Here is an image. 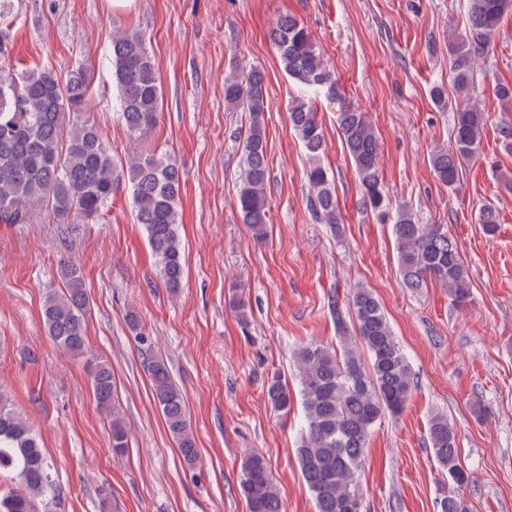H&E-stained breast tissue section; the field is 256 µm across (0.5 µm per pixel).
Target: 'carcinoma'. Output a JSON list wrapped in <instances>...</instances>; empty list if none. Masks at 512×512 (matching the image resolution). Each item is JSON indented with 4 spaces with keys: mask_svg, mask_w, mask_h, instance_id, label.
<instances>
[{
    "mask_svg": "<svg viewBox=\"0 0 512 512\" xmlns=\"http://www.w3.org/2000/svg\"><path fill=\"white\" fill-rule=\"evenodd\" d=\"M512 0H469L468 26L448 44L449 67L463 103L455 104L453 147L430 154L437 179L453 187L464 164L478 153L485 113L471 103L474 64L488 52L491 37ZM284 73L304 90H324L339 100L336 123L362 189V203L384 222L392 224L398 270L408 288L427 282L448 289L452 302L463 307L472 296L471 281L456 241L442 224H420L406 204L391 208L379 170V140L366 113L342 100L334 74L305 26L293 15L281 16L268 32ZM112 70L117 86L119 116L135 140L151 135L161 113V87L155 58L142 36L119 29L110 42ZM90 71L77 67L66 78L49 68L21 74H0V224H26L36 207L45 208L59 224H78L104 211L122 178L131 184V203L137 223L143 225L159 275L172 291L181 287L184 262L178 233L181 173L173 156L135 153L126 166L114 160L99 130L71 116L89 106ZM227 107L249 113L242 140V168L236 205L243 223L257 239L267 233L269 177L265 112V75L252 68L224 79ZM290 123L310 161L306 170L309 207L326 224L339 223L333 180L320 157L327 143L317 112L308 100L290 101ZM62 288L47 292L43 322L55 345L74 356L89 354L84 312L87 291L82 267L60 266ZM355 318L358 342L342 330L339 347L316 342L294 352L299 374L303 425L297 460L317 512H362L358 475L367 440L387 415L397 416L414 389L415 378L407 356L398 346L380 302L365 286L348 299ZM367 352L362 357L361 351ZM97 409L109 418L112 451L129 448L128 432L113 405L112 367L88 361ZM148 372L154 401L167 431L189 468L199 460L186 410V398L162 358H149ZM265 396L271 408L284 416L294 395L279 376L268 381ZM434 455L460 488L468 476L459 462L458 442L448 417L434 414L428 421ZM9 473L18 485L0 495V512H35L36 503L60 498L51 477V465L29 423L0 394V474ZM240 491L249 512H283L279 490L269 463L257 452L244 455ZM440 512H469L466 500L451 492L439 500Z\"/></svg>",
    "mask_w": 512,
    "mask_h": 512,
    "instance_id": "1",
    "label": "carcinoma"
}]
</instances>
